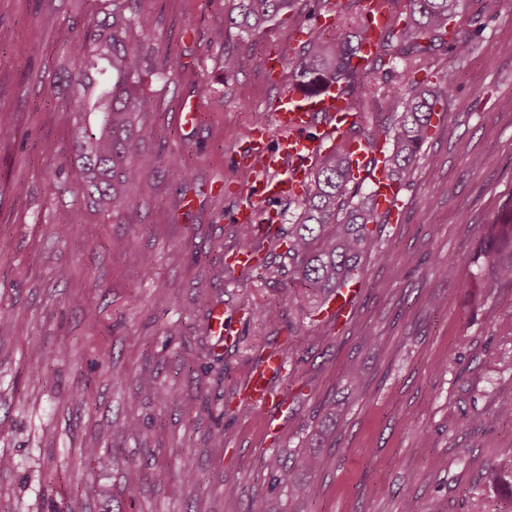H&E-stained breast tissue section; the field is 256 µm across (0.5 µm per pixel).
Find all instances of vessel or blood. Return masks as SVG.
I'll list each match as a JSON object with an SVG mask.
<instances>
[{"mask_svg": "<svg viewBox=\"0 0 512 512\" xmlns=\"http://www.w3.org/2000/svg\"><path fill=\"white\" fill-rule=\"evenodd\" d=\"M362 44L357 59L359 66H367L376 53L387 25L388 13L381 0H365ZM274 127L252 129L235 154L238 168L260 172V179L236 185L243 198L233 219L238 224H267L275 227L281 221L276 204L283 199L298 196L300 186L313 164L339 143L357 121V115L346 104L344 87L333 81L309 91L290 88L278 99L274 108ZM352 174L356 180L372 185V194L379 210L397 212L400 204V183L389 178L381 168L373 167L371 151L360 145L351 148ZM362 292L361 284L354 283L342 289L327 317L342 324ZM207 327L216 341L215 354H222L224 339L232 338L235 329L225 319L221 303H214L207 315ZM287 365L274 357L253 369L246 381L244 395L249 404L266 406L275 394L272 380L284 375Z\"/></svg>", "mask_w": 512, "mask_h": 512, "instance_id": "b4317fda", "label": "vessel or blood"}]
</instances>
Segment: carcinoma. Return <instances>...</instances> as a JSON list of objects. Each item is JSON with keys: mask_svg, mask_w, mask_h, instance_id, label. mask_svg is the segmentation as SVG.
Segmentation results:
<instances>
[{"mask_svg": "<svg viewBox=\"0 0 512 512\" xmlns=\"http://www.w3.org/2000/svg\"><path fill=\"white\" fill-rule=\"evenodd\" d=\"M296 0H224V26L213 40L224 42L226 32L253 34L290 13ZM463 0H406L404 9L391 8L386 42L397 40L398 54L406 66L392 71L409 86L398 121L386 129H369L363 141L371 146L392 141L384 167L392 178L403 176L418 160L428 136L438 98L420 89L417 72L424 69L436 45L446 44L457 55L466 45L450 36L449 23L462 9ZM104 18L74 33L68 55L59 66L55 108L60 123L71 132L68 150L61 153L58 169L72 164L78 177L72 188L92 208L108 212L123 199V188L153 174L159 158L148 152L140 134L139 117L154 111L155 100L142 88L143 77L170 78L175 60L167 53L148 51L132 38L136 27L152 28V18L141 0H98ZM359 34H341L327 43L318 32L304 42L292 62L296 84L313 87L322 81H346L350 88L365 74L352 65ZM350 156L338 149L322 157L310 171L301 202L303 208L288 234L275 239L294 260L293 274L312 292L317 305L340 288L362 278V259L372 253L384 256L376 230L378 214L372 198L358 195ZM481 244L489 260L490 283L512 286V221L487 224ZM330 463L327 456L308 454L301 467L316 474Z\"/></svg>", "mask_w": 512, "mask_h": 512, "instance_id": "1", "label": "carcinoma"}]
</instances>
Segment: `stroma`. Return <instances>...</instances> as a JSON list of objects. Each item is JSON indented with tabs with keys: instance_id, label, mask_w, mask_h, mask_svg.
<instances>
[{
	"instance_id": "obj_1",
	"label": "stroma",
	"mask_w": 512,
	"mask_h": 512,
	"mask_svg": "<svg viewBox=\"0 0 512 512\" xmlns=\"http://www.w3.org/2000/svg\"><path fill=\"white\" fill-rule=\"evenodd\" d=\"M91 0H0V110L15 126L0 141V512H224L223 490H238L237 512L262 501L267 512H467L484 500L489 512H512V493L489 485L485 470L512 461V420L475 429L469 417L512 401V288H489L475 257L483 225L502 222L512 198V0H465L455 20L464 56L438 47L418 77L451 85L420 159L402 179L399 220L384 219L381 256L362 261L365 289L347 322L285 342L286 323L305 315L307 289L279 248L267 245V266L250 273L209 270L245 242L234 224V194L211 193L216 180L238 182L234 154L255 116L273 121L285 82L268 76L264 61L293 58L299 31L331 12L325 39L358 25L349 0H297L294 12L261 32H230L224 0H144L153 19L144 47L170 53L171 79L145 77L156 102L142 118L147 150L160 157L153 175L131 184L126 201L140 204L143 222H123L122 206L93 210L68 190L75 170L57 173L69 131L58 124L53 85L73 27L91 18ZM27 46L15 57L14 44ZM242 59L224 75V51ZM405 86L387 67L370 65L356 87L359 127L387 128L402 111ZM202 119L178 127L185 100ZM481 157L482 167L470 164ZM190 167L193 179L181 183ZM196 207L183 212L184 195ZM148 259L129 263L130 252ZM458 264V278L435 268ZM222 302L240 317L234 344L214 355L206 315ZM276 305L269 324L257 310ZM96 319L87 316L88 307ZM181 335L170 337L168 325ZM377 336L376 348L361 338ZM287 344L288 374L261 411L225 414L224 399L241 389L261 354ZM200 353L197 373L176 354ZM360 365L363 382L346 375ZM152 375L160 396L134 398L135 377ZM344 401L323 444L334 455L308 475L299 462L322 407ZM141 433H116L128 416ZM275 434H268L267 422ZM223 432L217 455L208 438ZM114 457L100 467L86 447ZM298 473L294 493L267 461ZM138 473L136 500L125 488ZM206 481L197 491L184 480Z\"/></svg>"
}]
</instances>
